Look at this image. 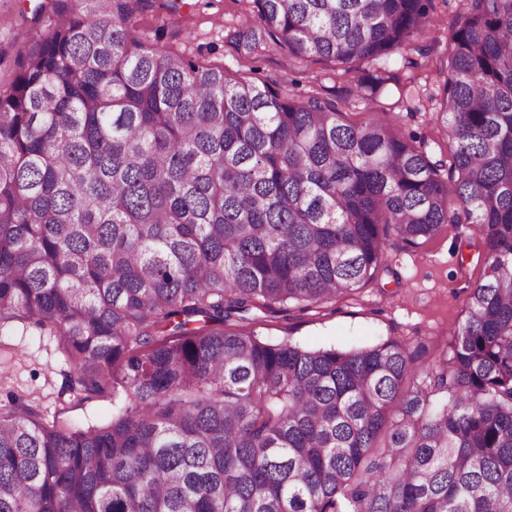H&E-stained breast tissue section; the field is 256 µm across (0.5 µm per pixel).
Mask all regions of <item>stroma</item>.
<instances>
[{"mask_svg": "<svg viewBox=\"0 0 512 512\" xmlns=\"http://www.w3.org/2000/svg\"><path fill=\"white\" fill-rule=\"evenodd\" d=\"M163 0H147L138 12L148 42L172 49L200 64H215L290 96L343 95L349 77L337 75L327 63H298L287 51L263 45L244 53L236 34L255 23L251 0H188L179 17H171ZM465 8L464 0L436 7L432 54L418 67L405 66L399 56L366 62V69L384 68L400 82H415L420 90L417 111L399 108L395 117L408 132L446 146L436 127L437 69L451 50L450 28ZM53 0H0V91L8 92L17 62L40 29L54 18ZM467 224L444 226L433 239L416 247L392 241L391 271L349 296L311 311L265 313L250 323V331L277 341L290 338L304 346L351 349L397 337L426 338L433 346L427 361L442 358L452 329L464 319V299L482 274ZM71 367L56 336L21 320L0 325V407L24 405L46 420L71 428L100 426L112 419L111 394L87 395L68 391Z\"/></svg>", "mask_w": 512, "mask_h": 512, "instance_id": "35a3bbf8", "label": "stroma"}]
</instances>
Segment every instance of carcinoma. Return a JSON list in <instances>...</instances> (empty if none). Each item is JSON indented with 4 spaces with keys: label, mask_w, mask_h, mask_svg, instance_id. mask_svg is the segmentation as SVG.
Returning a JSON list of instances; mask_svg holds the SVG:
<instances>
[{
    "label": "carcinoma",
    "mask_w": 512,
    "mask_h": 512,
    "mask_svg": "<svg viewBox=\"0 0 512 512\" xmlns=\"http://www.w3.org/2000/svg\"><path fill=\"white\" fill-rule=\"evenodd\" d=\"M64 8L0 93V324L58 337L112 421L0 408V512H512V0H465L439 65L448 155L377 107L287 98L146 42L142 0ZM247 50L343 73L429 56L433 0H253ZM473 226L450 356L236 329L318 308Z\"/></svg>",
    "instance_id": "obj_1"
}]
</instances>
